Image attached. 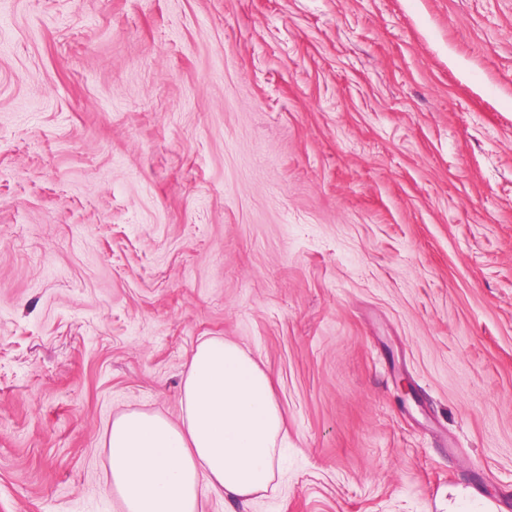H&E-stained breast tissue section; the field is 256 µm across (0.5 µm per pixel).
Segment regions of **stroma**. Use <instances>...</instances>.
<instances>
[{
	"instance_id": "obj_1",
	"label": "stroma",
	"mask_w": 512,
	"mask_h": 512,
	"mask_svg": "<svg viewBox=\"0 0 512 512\" xmlns=\"http://www.w3.org/2000/svg\"><path fill=\"white\" fill-rule=\"evenodd\" d=\"M207 336L288 444L200 512H512V0H0V512Z\"/></svg>"
}]
</instances>
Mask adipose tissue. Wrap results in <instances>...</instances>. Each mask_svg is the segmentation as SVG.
<instances>
[{"instance_id": "1", "label": "adipose tissue", "mask_w": 512, "mask_h": 512, "mask_svg": "<svg viewBox=\"0 0 512 512\" xmlns=\"http://www.w3.org/2000/svg\"><path fill=\"white\" fill-rule=\"evenodd\" d=\"M179 421L118 413L106 435V486L125 512H198L200 491L247 502L268 491L285 419L271 376L236 343L210 337L185 365Z\"/></svg>"}]
</instances>
